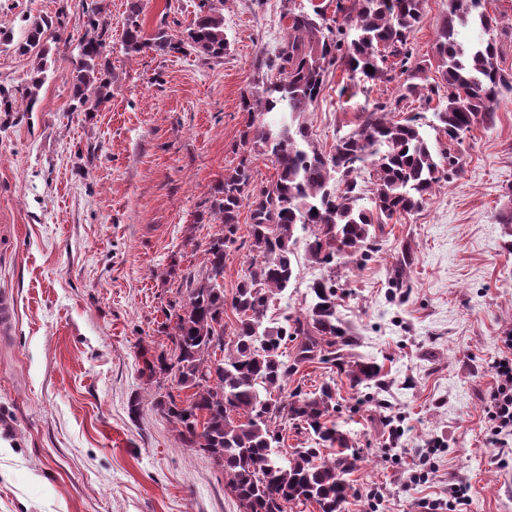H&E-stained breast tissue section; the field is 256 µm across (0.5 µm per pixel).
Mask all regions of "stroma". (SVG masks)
<instances>
[{"instance_id": "1", "label": "stroma", "mask_w": 512, "mask_h": 512, "mask_svg": "<svg viewBox=\"0 0 512 512\" xmlns=\"http://www.w3.org/2000/svg\"><path fill=\"white\" fill-rule=\"evenodd\" d=\"M96 0H0V32L21 38L36 16L67 14L50 44L35 111L0 112V292L17 304L0 334V512H239L224 472L187 447L155 408L159 389L141 376L143 353L169 346L170 302L205 275L203 248L217 232L204 207L235 167L247 115L241 98L258 84V61L283 36V0H225L224 58L127 56L130 0H103L112 83L95 112L72 109L65 73ZM200 0H140L145 33L167 22L184 36ZM448 0H425L409 35L415 60L432 58ZM402 79L371 82L339 69L304 119L330 150L374 102L399 101L439 139L431 108L401 100ZM449 152L461 172L419 211L378 233L361 267L336 268V311L356 351L384 367L373 397L338 377L339 416L362 460L345 512H427L448 486L469 497L457 512H512V434L489 444L492 364L512 331V92L493 124L477 126ZM248 209L224 262L232 296L253 256ZM410 252L413 288L389 282ZM297 279L268 318L301 309L324 271L298 253ZM427 481L409 480L431 442Z\"/></svg>"}]
</instances>
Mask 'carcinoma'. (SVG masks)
Returning a JSON list of instances; mask_svg holds the SVG:
<instances>
[{
  "mask_svg": "<svg viewBox=\"0 0 512 512\" xmlns=\"http://www.w3.org/2000/svg\"><path fill=\"white\" fill-rule=\"evenodd\" d=\"M339 5L343 22L328 29L323 13L284 6V36L278 53L263 61L261 86L242 97L249 116L244 145L247 155L224 174L210 209L220 230L203 253L207 276L188 290L187 299L166 312L171 353L143 357L141 373L148 379L172 375L177 388L190 391L186 404L173 393L157 407L172 422L184 443L207 454L224 468L230 493L240 512H289L316 505L317 512H343L358 468L359 452L339 412L336 379L314 391L295 388L283 394L288 379L309 364L336 370L353 390L381 385L382 366L353 353L352 331L337 315L335 282L329 277L308 285L305 307L281 321L266 320L269 302L284 295L296 278L298 232L306 234L310 262L331 268L337 262L357 263L376 241V231L396 216L418 211L439 183L460 170L457 159L423 132L421 116L394 119L392 104L378 102L362 113L354 131L340 136L329 152L311 139L304 121L309 105L323 90L331 68L361 73L372 81L391 82L406 76L395 104L418 96L425 103L439 90L417 83L426 66H409L408 34L421 17L424 0H348ZM79 41L77 58L66 79L76 108L94 112L108 101L112 72L107 62V28L96 15ZM140 3L129 5L125 53L148 50L193 53L204 59L224 57V0H202L186 35L177 38L162 22L150 38L141 35ZM480 26L487 38L465 44L459 28ZM500 20L485 0H448V13L437 28L435 72L446 94L434 112L448 140L455 141L475 124L494 123L499 96L512 91L497 65L498 46L492 33ZM64 27L56 19H34L22 40L7 35L0 46H11L37 60L23 86H0V112H32L47 70L49 39ZM357 31L345 40L346 31ZM374 72H367L368 67ZM271 112L282 114L277 127L265 122ZM274 159L276 178L251 189V154ZM250 210L252 246L256 255L231 300L224 297V258L236 242L240 210ZM237 316L226 333L224 313ZM223 357H217V353ZM306 436L305 446L288 450L283 432Z\"/></svg>",
  "mask_w": 512,
  "mask_h": 512,
  "instance_id": "1",
  "label": "carcinoma"
}]
</instances>
